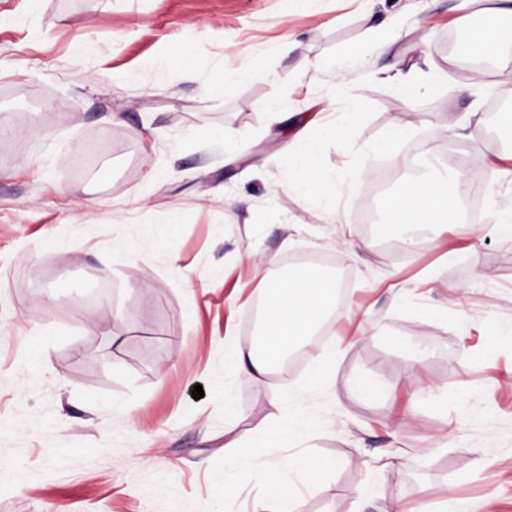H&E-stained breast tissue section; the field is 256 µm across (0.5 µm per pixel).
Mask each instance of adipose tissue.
<instances>
[{
    "mask_svg": "<svg viewBox=\"0 0 512 512\" xmlns=\"http://www.w3.org/2000/svg\"><path fill=\"white\" fill-rule=\"evenodd\" d=\"M481 11L483 25L461 48L465 57L494 60L501 69H512V44L505 39L501 23L512 18V0H485ZM463 173L454 171L435 179H415L389 199V225L401 228L417 225L437 230L455 213ZM338 290L334 279L323 275H290L267 282L262 290L263 311L260 342L238 349L237 371L249 377L281 370L291 351L305 344L326 318L336 310ZM307 415L302 406L282 410L274 432L257 438L258 447H288L304 432ZM330 460L310 463L304 455L269 463L253 458L246 474L254 494L248 512H292L286 484L292 476L304 475L307 484L323 482L333 471Z\"/></svg>",
    "mask_w": 512,
    "mask_h": 512,
    "instance_id": "adipose-tissue-1",
    "label": "adipose tissue"
}]
</instances>
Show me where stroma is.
<instances>
[{"mask_svg": "<svg viewBox=\"0 0 512 512\" xmlns=\"http://www.w3.org/2000/svg\"><path fill=\"white\" fill-rule=\"evenodd\" d=\"M457 4L0 0V512H247L252 450L225 458L224 431L270 433L319 356L251 378L235 351L261 284L306 255L347 301L329 378L301 399L299 451L336 468L294 512H512V234L488 215L472 236L462 216L439 235L385 225L388 193L455 153L503 170L512 209V138L489 136L512 72L475 79L446 49L480 22ZM306 140L321 195L287 186ZM380 162L398 176L374 196Z\"/></svg>", "mask_w": 512, "mask_h": 512, "instance_id": "35a3bbf8", "label": "stroma"}]
</instances>
